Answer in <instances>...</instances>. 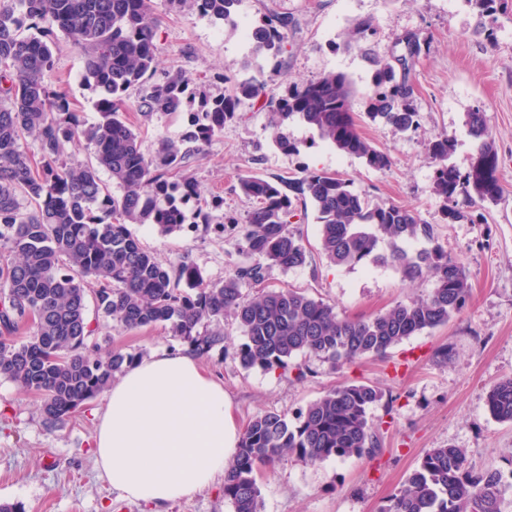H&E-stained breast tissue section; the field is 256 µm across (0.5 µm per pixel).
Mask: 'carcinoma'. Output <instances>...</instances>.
<instances>
[{
	"mask_svg": "<svg viewBox=\"0 0 512 512\" xmlns=\"http://www.w3.org/2000/svg\"><path fill=\"white\" fill-rule=\"evenodd\" d=\"M188 4L206 17L238 29L239 0H167ZM158 26L150 0H0V376L41 396L44 423L53 427L106 391L112 379L139 359L122 349L91 351L95 329L88 299L97 313L125 329L164 326L204 357L223 348L224 319L238 325L243 342L232 359L247 370L288 371L292 360L314 355L341 367L366 356H385L405 339L447 324L471 296L463 264L448 255L434 227L396 204H373L341 176L304 171L292 181L273 182L249 174L240 193L253 203L246 223L224 219L255 262L222 283H206L188 259L167 267L144 248L128 225L151 224L162 234L180 232L187 217L183 201L198 194L183 173L189 153L163 139L154 154L141 149L138 129L126 117L128 92L138 93L136 110L187 115L188 138L201 148L238 118L243 99L266 95V83L252 76L232 80L219 73L224 93L213 96L182 71L159 70ZM295 20L270 12L249 27L250 54L243 68L264 73L296 30ZM65 36L85 56L83 80L100 95V118L80 128L65 85L53 84V48ZM396 45L419 56L414 33ZM400 56L372 61L365 117L400 133L418 129L410 69ZM354 89L342 73L328 72L287 89L272 112L271 126L297 118L320 139L385 170L389 154L359 131L351 108ZM480 140L477 165L463 174L448 164L452 140L446 134L428 146L434 165L433 191L443 218L462 217L460 195L494 202L498 155L488 139L484 112L466 115ZM38 142L32 160L23 142ZM85 142L87 162L64 159L67 144ZM105 171L112 180L100 177ZM315 206L321 251L337 266L370 263L392 269L403 281H433L426 295L399 302L364 319L340 318L333 306L297 288L260 289L265 266H303L307 251L288 228L296 203ZM383 397L367 383L342 384L292 415L264 412L243 429L224 477V498L233 512H261L257 474L289 455L303 461L372 460L381 452V425L369 418ZM486 405L497 420L512 423V377L495 383ZM502 475L477 471L462 448L429 449L389 500L384 512H504Z\"/></svg>",
	"mask_w": 512,
	"mask_h": 512,
	"instance_id": "obj_1",
	"label": "carcinoma"
}]
</instances>
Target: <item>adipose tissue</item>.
Instances as JSON below:
<instances>
[{"instance_id": "1", "label": "adipose tissue", "mask_w": 512, "mask_h": 512, "mask_svg": "<svg viewBox=\"0 0 512 512\" xmlns=\"http://www.w3.org/2000/svg\"><path fill=\"white\" fill-rule=\"evenodd\" d=\"M240 434L223 383L199 356L170 350L113 380L91 441L113 490L148 512H166L223 476Z\"/></svg>"}]
</instances>
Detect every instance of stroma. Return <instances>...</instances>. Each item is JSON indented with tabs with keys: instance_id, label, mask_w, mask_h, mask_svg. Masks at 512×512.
<instances>
[{
	"instance_id": "stroma-1",
	"label": "stroma",
	"mask_w": 512,
	"mask_h": 512,
	"mask_svg": "<svg viewBox=\"0 0 512 512\" xmlns=\"http://www.w3.org/2000/svg\"><path fill=\"white\" fill-rule=\"evenodd\" d=\"M152 8L161 18L156 42L163 67L183 70L197 82L216 72L247 78L241 63L249 45L239 33L194 10L167 13L164 0H152ZM270 10L299 23L265 68L270 90L281 94L325 72L344 73L354 87L351 105L360 117L359 130L389 153L390 167L367 168L296 119L273 130L265 99H245L238 121L225 125L189 159L201 200L189 202L187 210L209 212V223H189L167 236L153 225L134 224L132 234L163 263L189 260L205 282L218 283L249 261L238 236L224 231L225 217L242 220L252 208L237 188L240 174L295 179L306 169L335 172L372 202L414 209L423 223L433 225L449 254L469 271L472 294L447 325L410 337L388 357L336 370L310 357L302 361L300 378L291 371L246 370L216 351L204 358V365L222 378L243 425L267 411L292 414L345 383H370L384 393L371 409L373 421L382 425L380 456L316 463L285 458L257 477L262 512H380L425 452L443 446L465 449L474 469L512 472V424L497 421L486 406L489 388L512 376V0H495L489 9L481 0H241L238 7L249 25ZM362 19L373 27L364 49L348 42L350 29ZM405 32L418 33L422 45L412 70L420 127L400 133L363 117L372 75L364 51L388 55ZM83 66L81 53L60 42L51 77L66 82L81 123L88 125L98 118L100 95L84 83ZM127 104L145 153H154L163 138L182 141L184 115L146 120L135 110V96H128ZM475 107L485 114L498 154L500 194L497 202L464 208L462 218L449 223L432 192L427 148L436 136L448 135L453 142L449 164L470 171L478 152L465 120ZM279 134L294 142L297 152L280 150ZM289 228L301 238L308 262L287 271L269 267L265 287L303 289L349 318L374 315L431 288L427 281L404 283L385 268L330 264L320 251L312 206L297 205ZM92 325L96 342L108 339L113 347L144 358L177 344L161 326L127 330L101 316L93 317ZM445 343L451 344L452 355L444 362L435 353ZM39 404L38 396L0 377V501L17 503L25 512H144L139 503L112 491L95 466L91 433L105 396L51 430Z\"/></svg>"
}]
</instances>
